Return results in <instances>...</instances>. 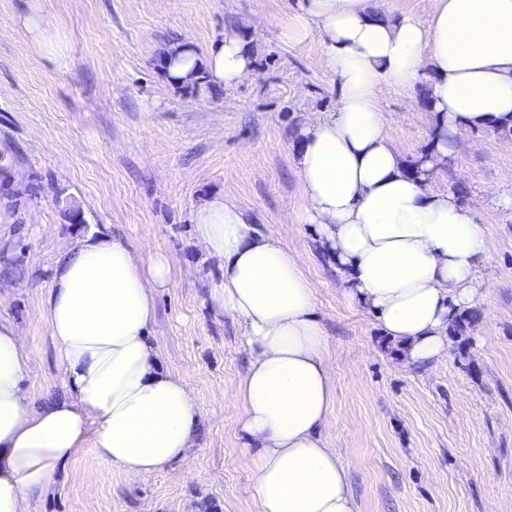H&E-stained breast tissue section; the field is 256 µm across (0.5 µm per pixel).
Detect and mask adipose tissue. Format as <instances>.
<instances>
[{"label": "adipose tissue", "mask_w": 512, "mask_h": 512, "mask_svg": "<svg viewBox=\"0 0 512 512\" xmlns=\"http://www.w3.org/2000/svg\"><path fill=\"white\" fill-rule=\"evenodd\" d=\"M284 36L318 37L339 88L334 111L298 132L294 223L314 226L349 295L407 362L446 359L448 328L475 301L489 243L454 193L426 189L409 171L380 100L426 82L438 123L432 167L461 152L466 130L512 120V0H437L425 21L369 0H305ZM200 68L209 82L232 85L250 74L251 54L228 32L206 56L182 48L168 57L170 83ZM192 221L204 251L224 261L209 303L237 319L249 355L234 400L257 512H356L347 470L323 438L336 384L299 254L220 193ZM170 280L165 255L109 234L77 240L56 261L41 314L66 389L60 400L40 402L26 386L31 351L0 316V512H30L87 446L131 479L193 448L200 410L162 371L154 336L155 295Z\"/></svg>", "instance_id": "obj_1"}]
</instances>
